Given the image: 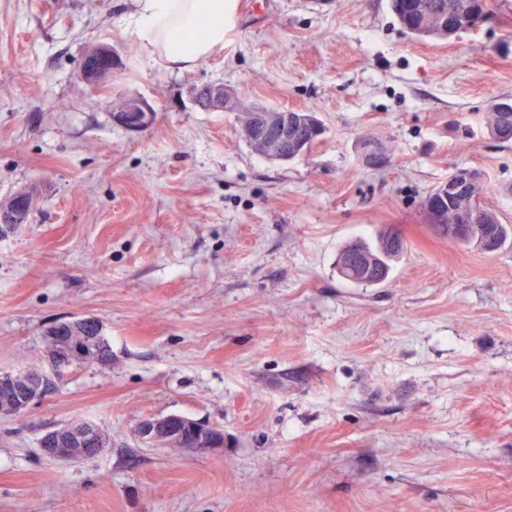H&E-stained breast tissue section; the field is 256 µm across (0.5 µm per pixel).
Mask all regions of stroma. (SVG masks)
<instances>
[{
  "label": "stroma",
  "instance_id": "stroma-1",
  "mask_svg": "<svg viewBox=\"0 0 512 512\" xmlns=\"http://www.w3.org/2000/svg\"><path fill=\"white\" fill-rule=\"evenodd\" d=\"M233 36L193 70L121 33L133 0H0V374L51 372L45 333L93 316L112 364L0 415V512H512V248L466 249L425 224L455 167L512 223V146L483 125L512 96V0L452 40L404 32L389 0H238ZM119 68L84 82V54ZM300 110L325 132L277 162L235 112L193 90ZM155 112L128 131L110 104ZM393 149L367 167L362 139ZM400 226L375 287L336 272L356 238ZM181 414L215 453L145 448L134 425ZM90 422L96 456L44 457L43 433ZM90 58L93 64H88L84 59L81 65V71L86 83L91 87L97 86L107 78L112 70L117 68V58L112 49L105 45L97 46L91 49Z\"/></svg>",
  "mask_w": 512,
  "mask_h": 512
}]
</instances>
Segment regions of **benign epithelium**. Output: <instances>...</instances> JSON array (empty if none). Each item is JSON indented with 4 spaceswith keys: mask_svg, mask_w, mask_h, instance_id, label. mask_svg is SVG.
<instances>
[{
    "mask_svg": "<svg viewBox=\"0 0 512 512\" xmlns=\"http://www.w3.org/2000/svg\"><path fill=\"white\" fill-rule=\"evenodd\" d=\"M90 58L91 62H82L81 71L86 83L95 87L116 69L117 58L112 49L105 45L93 48ZM207 109L238 112V96L223 85L211 86ZM152 112V107L138 98H124L112 103V120L130 131L142 132L150 128ZM247 112L251 122L249 128L244 130V135H249L250 129L256 126L265 128V138L260 141V147L269 153L278 151L281 143L288 140V124L298 115L296 111L278 114L272 109L259 106H253ZM481 180L482 175L478 170L470 166H458L448 181L438 187L437 194L446 199L448 194ZM425 219L431 227L440 231L448 219V212L438 199L432 197L427 204ZM47 337L50 340L49 358L59 370L88 363L94 350L92 343L102 345L106 341L102 325L94 318L60 322L48 332ZM38 377L41 383L18 394L9 412L21 413L52 394L51 388L58 385L61 374L50 376L40 373ZM134 433L145 447L174 445L198 452H214L224 447L222 429L175 413L143 418L136 424ZM75 441L86 448H100L103 445L102 431L90 423H84L75 430L67 426L53 428L42 436L40 451L47 457L58 458Z\"/></svg>",
    "mask_w": 512,
    "mask_h": 512,
    "instance_id": "7a95c632",
    "label": "benign epithelium"
}]
</instances>
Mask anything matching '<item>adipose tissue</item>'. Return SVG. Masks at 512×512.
<instances>
[{
    "mask_svg": "<svg viewBox=\"0 0 512 512\" xmlns=\"http://www.w3.org/2000/svg\"><path fill=\"white\" fill-rule=\"evenodd\" d=\"M136 8L126 37L165 68L193 69L223 47L235 29L237 0H135ZM205 24L203 38L191 39L198 24Z\"/></svg>",
    "mask_w": 512,
    "mask_h": 512,
    "instance_id": "1",
    "label": "adipose tissue"
}]
</instances>
